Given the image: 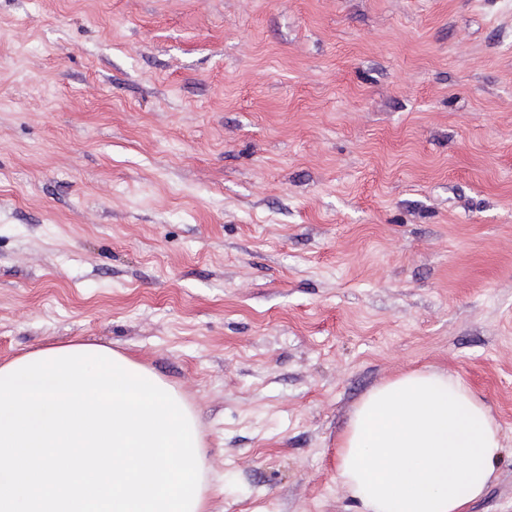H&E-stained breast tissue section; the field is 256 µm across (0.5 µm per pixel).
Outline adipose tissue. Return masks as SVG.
Masks as SVG:
<instances>
[{
	"label": "adipose tissue",
	"instance_id": "obj_1",
	"mask_svg": "<svg viewBox=\"0 0 512 512\" xmlns=\"http://www.w3.org/2000/svg\"><path fill=\"white\" fill-rule=\"evenodd\" d=\"M503 453L499 423L463 380L412 370L358 402L341 437L337 477L358 512H467Z\"/></svg>",
	"mask_w": 512,
	"mask_h": 512
}]
</instances>
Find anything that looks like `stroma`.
<instances>
[{"instance_id": "obj_1", "label": "stroma", "mask_w": 512, "mask_h": 512, "mask_svg": "<svg viewBox=\"0 0 512 512\" xmlns=\"http://www.w3.org/2000/svg\"><path fill=\"white\" fill-rule=\"evenodd\" d=\"M79 342L198 412L208 512H357L415 369L512 512V0H0V362Z\"/></svg>"}]
</instances>
